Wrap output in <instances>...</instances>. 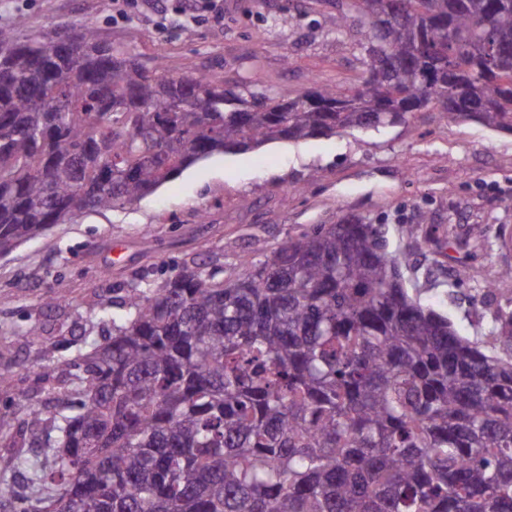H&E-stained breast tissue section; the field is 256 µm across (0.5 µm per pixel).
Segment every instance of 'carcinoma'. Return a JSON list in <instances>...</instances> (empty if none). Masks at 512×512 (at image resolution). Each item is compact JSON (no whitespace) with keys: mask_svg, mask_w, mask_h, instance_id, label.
<instances>
[{"mask_svg":"<svg viewBox=\"0 0 512 512\" xmlns=\"http://www.w3.org/2000/svg\"><path fill=\"white\" fill-rule=\"evenodd\" d=\"M366 76L288 97L144 66L85 23L0 29V256L123 208L215 153L436 110L512 133V0H347ZM364 221L321 225L230 279L194 261L100 299L111 327L38 404L45 451L11 512H512V310L487 346L404 285ZM512 294L489 266L484 299Z\"/></svg>","mask_w":512,"mask_h":512,"instance_id":"1","label":"carcinoma"}]
</instances>
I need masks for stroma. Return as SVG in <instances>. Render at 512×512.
Wrapping results in <instances>:
<instances>
[{"instance_id":"obj_1","label":"stroma","mask_w":512,"mask_h":512,"mask_svg":"<svg viewBox=\"0 0 512 512\" xmlns=\"http://www.w3.org/2000/svg\"><path fill=\"white\" fill-rule=\"evenodd\" d=\"M220 22H191L170 0L152 25L123 17L115 0H11L0 28L27 31L94 23L116 47H133L146 67L165 59L181 75L206 73L292 95L312 83H360L366 58L353 35L336 36V0H223ZM381 226L402 257L409 291L448 316L460 335L482 342L492 313L480 302L488 266L512 267V133L438 112L329 138L280 141L255 152L199 161L134 206L92 211L0 257V479L10 458L40 454L31 405L53 407L61 343L101 298L124 295L139 274L155 281L195 260L225 275L241 257L259 262L279 244L340 220ZM415 228L417 244L405 231ZM65 294L63 307L45 298ZM39 328L40 339L28 335Z\"/></svg>"}]
</instances>
